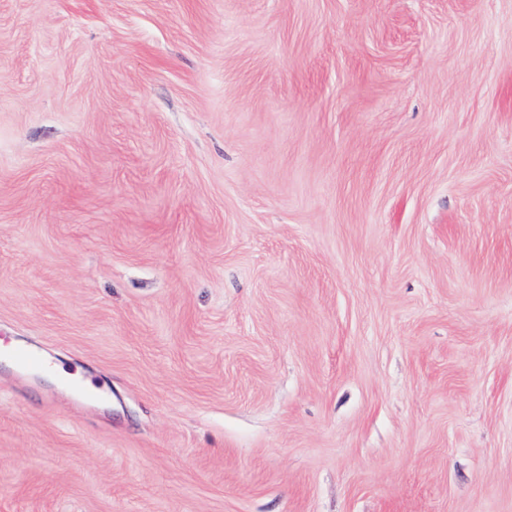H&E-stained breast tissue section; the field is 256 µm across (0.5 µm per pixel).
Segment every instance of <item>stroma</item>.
<instances>
[{"instance_id":"35a3bbf8","label":"stroma","mask_w":512,"mask_h":512,"mask_svg":"<svg viewBox=\"0 0 512 512\" xmlns=\"http://www.w3.org/2000/svg\"><path fill=\"white\" fill-rule=\"evenodd\" d=\"M0 512H512V0H0Z\"/></svg>"}]
</instances>
